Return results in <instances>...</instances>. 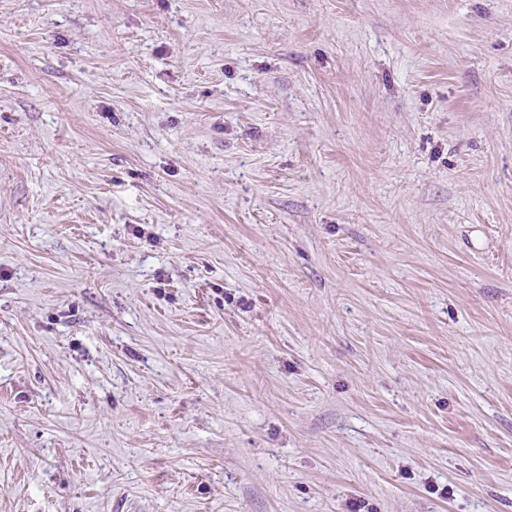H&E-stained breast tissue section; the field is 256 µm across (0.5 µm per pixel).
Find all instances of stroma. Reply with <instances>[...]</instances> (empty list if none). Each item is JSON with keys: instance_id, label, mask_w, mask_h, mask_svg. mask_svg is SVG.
I'll return each instance as SVG.
<instances>
[{"instance_id": "stroma-1", "label": "stroma", "mask_w": 512, "mask_h": 512, "mask_svg": "<svg viewBox=\"0 0 512 512\" xmlns=\"http://www.w3.org/2000/svg\"><path fill=\"white\" fill-rule=\"evenodd\" d=\"M0 512H512V0H0Z\"/></svg>"}]
</instances>
